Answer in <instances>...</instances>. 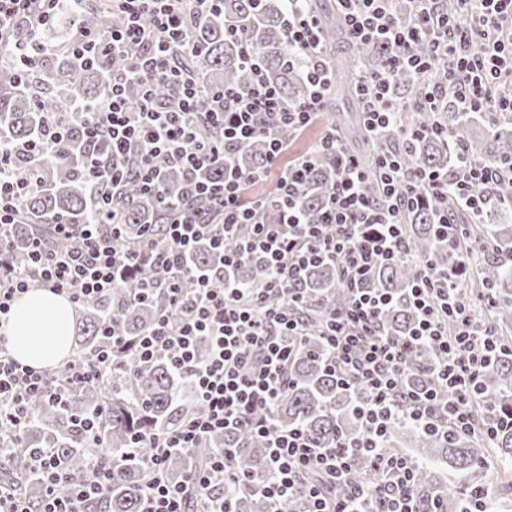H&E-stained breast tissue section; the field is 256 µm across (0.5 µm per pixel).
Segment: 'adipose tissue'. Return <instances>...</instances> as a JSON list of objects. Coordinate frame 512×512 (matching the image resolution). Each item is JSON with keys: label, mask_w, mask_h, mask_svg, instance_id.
<instances>
[{"label": "adipose tissue", "mask_w": 512, "mask_h": 512, "mask_svg": "<svg viewBox=\"0 0 512 512\" xmlns=\"http://www.w3.org/2000/svg\"><path fill=\"white\" fill-rule=\"evenodd\" d=\"M75 308L68 298L47 289L27 292L12 307L11 348L20 363L52 367L71 349Z\"/></svg>", "instance_id": "obj_1"}]
</instances>
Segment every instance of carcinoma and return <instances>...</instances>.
<instances>
[{
  "label": "carcinoma",
  "instance_id": "obj_1",
  "mask_svg": "<svg viewBox=\"0 0 512 512\" xmlns=\"http://www.w3.org/2000/svg\"><path fill=\"white\" fill-rule=\"evenodd\" d=\"M283 0H223L219 16L196 22L191 30L194 53L180 56L187 73L207 90L244 88L252 79V72L242 60L241 45L224 38V28L236 26L253 50L267 81L276 87L284 100L302 101L307 96V84L300 67L289 65L284 48ZM94 33H107L125 24L119 11H112L108 2L93 0L87 8L73 12L68 2L58 9L56 25L50 41L57 49L35 60L36 77L41 83L56 90L58 96L49 99L46 106L55 109L64 103L84 100L98 101L105 97L112 75L123 72L126 58L112 59L106 70L88 65L83 58L64 50L72 25ZM323 44L331 50L336 40L345 36L341 19L322 24ZM385 49L370 44L351 54L329 59L333 70L334 92L348 100L359 101L355 90L357 73L361 69H376L384 59ZM19 67L10 60L0 63V140L20 144L35 136L42 126V112L34 106L31 93L19 86ZM393 96L401 104L379 141L367 139L361 116L351 122L342 118L334 121L336 130L356 150L359 158L371 164L378 152H389L400 157L406 165L426 171L446 173L454 171L457 144L465 145L467 158L486 165L501 166L512 162V119L507 123L486 121L476 126L471 112H424L407 106L415 91L414 78L400 72L392 82ZM419 127H435L437 134L407 139L404 131ZM69 142L71 151L65 161L54 158L35 163L16 161L15 171L35 185L24 197L22 215L11 237V250L18 261L24 260L25 243L32 224H50L55 219H66L74 224L90 221L89 200L84 177L80 171L82 145L77 127H72ZM266 142L258 138L242 146L235 153L236 163L244 175L261 168L266 159ZM201 181L224 179V164L217 161L196 172ZM336 179L332 159L325 155L316 164L302 193L301 203L309 221L320 216L324 197ZM187 173L179 166H168L164 174L165 197L173 199L183 193ZM128 200L123 210V240L116 245L143 242L141 225H153L152 236H165L166 213L161 204L140 196L136 181L130 180L123 188ZM512 206V181L499 182L491 191L490 201L481 218L490 219L498 211ZM448 219L466 226L468 240L489 239V246L481 251L478 263L479 277L472 287L460 280L455 293L463 298L480 290L494 297L492 321L497 327L503 347L484 368L479 388L477 425L489 421L495 427L494 436L487 442L465 435L450 434L448 438L426 434L411 424L398 422L387 436L386 447L397 451L400 444L410 440L411 451L419 459L415 474L416 498L420 512H455L462 501V489L473 490L481 470L488 465V449L496 452V463L512 471V224H473L471 213L457 204L453 191H448ZM403 235L407 252L388 263L377 265L368 287L379 288L392 296V303L383 312L381 323L393 336H403L413 328L414 311L408 302V289L419 271L418 260L428 259L438 270H451L461 259V248L448 243L439 229V207L430 198L416 203L406 211ZM220 252L207 244L195 246L188 257V267L195 274H206L216 288L224 287L217 275L223 267ZM265 260L254 257L243 264L239 272L240 286L259 288L268 277ZM299 287L308 298L301 312L311 328V335L295 345L288 362V387L273 412L274 424L280 429L299 428L318 448H343L361 432L354 416L355 400L361 396L359 387L347 386L325 364V350L317 336L326 314L333 308L341 309L348 303V291L343 286L336 266L328 261L308 268ZM112 313L126 337L133 339L152 328L163 315L176 316V310L164 293H154L137 301L131 291L118 287L112 293L84 307L79 324L74 355L88 356L101 347L102 317ZM408 381L415 389L430 388L434 384L432 352L427 347H416L406 356ZM200 406L190 397L185 375L177 372L167 358H159L147 367L134 365L131 352L114 358L112 376L76 393L63 408L32 404L30 419L20 445H12L8 456L0 459V478L14 483L33 503L44 493L40 475L31 470L30 454L37 448L52 449L61 467L80 473L88 464V455L81 447L75 422L81 417L103 414L101 427V454L112 462V484L90 512H141V487L146 473L145 460L152 449L147 442L138 441L142 432L171 427L181 418L197 413ZM211 450L232 451L236 472L248 478L251 489L233 494L236 512H268V503L259 488L271 478L265 438L247 428L227 430L208 438ZM206 450L188 454H174L167 460V477L180 482L188 469L203 463ZM461 478L459 489L451 490L438 475V468ZM352 478L373 483L381 475L364 458L357 460Z\"/></svg>",
  "mask_w": 512,
  "mask_h": 512
}]
</instances>
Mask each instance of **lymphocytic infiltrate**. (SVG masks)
<instances>
[{"mask_svg": "<svg viewBox=\"0 0 512 512\" xmlns=\"http://www.w3.org/2000/svg\"><path fill=\"white\" fill-rule=\"evenodd\" d=\"M222 0H113L128 16L127 25L108 36L77 31L71 46L91 65L107 68L113 56L124 54L130 66L113 78L103 104L71 113H47L43 129L24 146L0 142V433L20 440L32 402L52 405L67 402L76 388L98 382L112 370V352L125 343L115 323L102 330L107 343L89 357L70 361L66 382L47 371L18 363L7 349L9 313L14 301L39 282L63 294L76 305L106 295L124 284L135 298L163 291L180 311L178 320L161 317L135 343V362L146 365L168 356L173 366L188 376L191 394L200 413L182 418L177 425L149 437L152 454L141 512H189L190 499H220L218 512H233L228 486L246 488L234 471L228 453L213 454L209 464L191 469L179 483H170L165 464L171 453L191 452L214 432L246 427L268 437L273 475L262 486L270 512H287L296 498H307L309 512H417L413 486L415 463L407 456L385 450L391 427L404 420L423 431L466 434L474 426L478 380L498 346L491 322L477 323L470 302L454 292L455 282L475 264L473 249H465L457 268L439 272L422 262L412 285L409 302L415 325L409 335L385 334L380 316L390 304L388 293L365 287L377 265L406 249L401 234L405 207L424 198L447 200L480 214L485 190L512 176V165L490 167L465 164L456 180L437 172L403 166L392 154L376 158L374 169L327 132L306 152L284 161L288 137L299 136L320 117L331 86L321 21L307 0H286L285 47L288 61L307 74L308 93L299 103L288 104L255 72L247 90L221 92L207 103L204 89L178 67L173 49L190 46L189 28L197 20L216 15ZM58 0H0V57L13 54L8 41L17 22H24L30 53L42 54ZM389 0H336L353 47L385 41L389 51L382 66L357 77L366 127L370 133L386 128L396 110L391 81L402 67L419 79L413 103L429 112L448 107L460 112H493L512 116V0H412L413 14L402 19L388 7ZM151 12L150 26L140 17ZM425 52H415L417 44ZM449 59L445 83L427 84L424 74L439 60ZM173 86L172 102L157 101L154 88ZM143 89L130 97L128 85ZM78 126L86 148L80 160L90 192L94 220L74 224L59 219L52 236L72 246L55 251L42 233L28 238L26 264L15 263L9 246L23 197L30 188L13 168L17 155L36 160L65 157L66 133ZM268 143L266 163L253 173H225L222 181H189L182 197L166 201L173 219L165 241L154 247L153 261L167 271L159 282L139 280L137 269L143 251L115 246L121 225V190L136 179L145 195L161 198L165 165L175 162L195 172L215 159L230 161L233 152L256 136ZM320 153L330 154L336 180L326 193L318 223L303 220L301 194ZM275 177V193H255L256 185ZM376 180L378 191L367 195L365 183ZM281 208V223L263 218L268 205ZM246 224L251 235L237 242L235 229ZM209 239L224 256L227 280L211 287L198 278L195 287L182 288L186 255L201 239ZM251 256L266 259L270 270L259 288L238 287L233 274ZM331 258L338 265L351 300L343 313L331 316L320 334L330 348L328 367L343 381L360 385L364 398L354 412L360 434L345 452L313 447L297 428L273 427V410L287 386L290 337L307 333L296 311L305 296L296 292L294 307H280L276 296L294 288L303 272L315 262ZM455 330H448V321ZM208 354L199 358V342ZM423 344L433 353L434 371L441 390H417L404 383L406 353ZM81 440L92 455L85 471L72 474L56 463L47 450L34 454L32 470L45 485L39 512H88L112 481V467L98 456L102 446L98 418L80 422ZM366 455L383 473L381 482L356 486L343 498L327 495L308 479L315 472L328 479L348 477L357 455Z\"/></svg>", "mask_w": 512, "mask_h": 512, "instance_id": "1", "label": "lymphocytic infiltrate"}]
</instances>
